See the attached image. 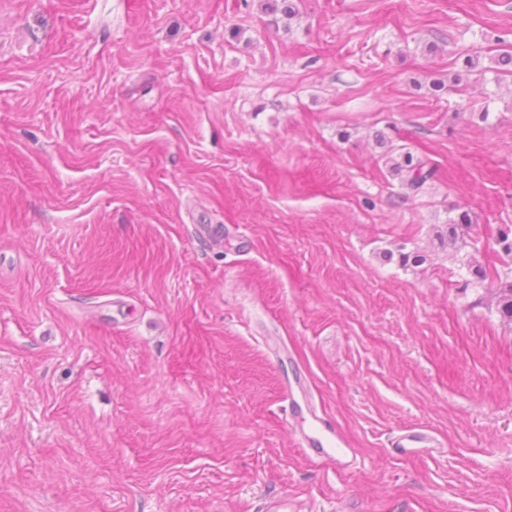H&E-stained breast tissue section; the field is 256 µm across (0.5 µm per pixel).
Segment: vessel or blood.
<instances>
[{
	"label": "vessel or blood",
	"instance_id": "obj_1",
	"mask_svg": "<svg viewBox=\"0 0 512 512\" xmlns=\"http://www.w3.org/2000/svg\"><path fill=\"white\" fill-rule=\"evenodd\" d=\"M283 402L289 407H296L297 403L292 391H284ZM305 408L314 426L311 431L301 433L299 442L306 454L315 460L331 465L333 468L350 469L356 459L353 449L348 448L347 441L340 432L338 426L331 420L321 417L312 399H305L301 403ZM400 454H415L418 452L437 453L440 444L430 433L406 429L398 434L393 442Z\"/></svg>",
	"mask_w": 512,
	"mask_h": 512
}]
</instances>
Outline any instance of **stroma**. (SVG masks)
<instances>
[{
	"instance_id": "1",
	"label": "stroma",
	"mask_w": 512,
	"mask_h": 512,
	"mask_svg": "<svg viewBox=\"0 0 512 512\" xmlns=\"http://www.w3.org/2000/svg\"><path fill=\"white\" fill-rule=\"evenodd\" d=\"M294 2L0 0V512H512V0ZM390 173L400 178L406 190L415 193L434 178L437 169L428 159L414 158L412 153L405 152L393 160ZM458 210L459 212L453 217H448L447 224H443L444 227L436 232V238L442 246L455 247L459 231L462 227L471 224L468 211L461 210V208H458ZM463 265L467 268L468 273L479 282L483 283L488 279L491 282H495V280L499 282V286L491 292L489 303L495 308V312L503 323L512 325V277L511 282L508 284V276L505 277L506 281L502 282L501 275L496 267L491 269L469 261L463 263ZM301 391L303 392L305 412L308 414L309 420L314 421L317 425L309 432H301L300 446L311 459L324 462L335 469H350L356 460L354 448H338L349 447V443L333 421L319 415L305 386ZM335 446L336 448H333ZM393 448H397L400 454H415L428 452L433 455L437 453L441 444L430 433L422 430L405 429L398 434L392 442Z\"/></svg>"
}]
</instances>
